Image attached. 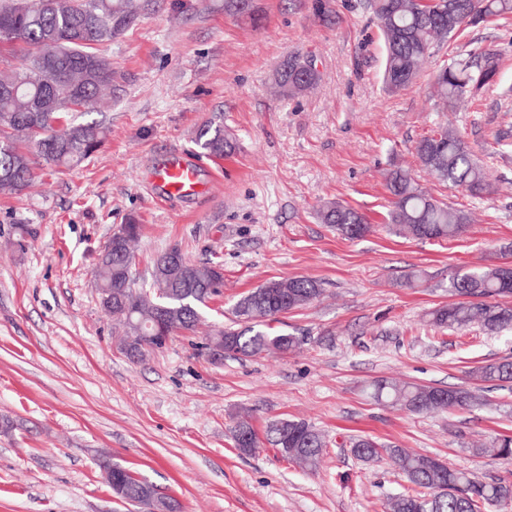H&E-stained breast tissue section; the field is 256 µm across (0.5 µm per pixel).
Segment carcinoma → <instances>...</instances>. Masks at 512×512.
<instances>
[{
  "instance_id": "carcinoma-1",
  "label": "carcinoma",
  "mask_w": 512,
  "mask_h": 512,
  "mask_svg": "<svg viewBox=\"0 0 512 512\" xmlns=\"http://www.w3.org/2000/svg\"><path fill=\"white\" fill-rule=\"evenodd\" d=\"M385 46L383 87L396 92L413 84L425 62L440 45L463 27L512 17V0H369ZM138 0H0V190L21 192L36 181V169L46 163L70 167L90 158L106 138L100 121L74 124L72 112H86L112 90L117 79L112 63L98 46L119 38L135 21ZM18 57V65L9 57ZM500 53L493 49L468 51L453 57L435 75L437 97L448 109L474 98L489 87L512 98V86L497 82ZM320 80L316 58L295 53L275 73V84L285 100L302 96ZM196 145L206 156L222 157L235 149L224 123L210 121ZM420 166L443 185L484 199L496 192L487 167L472 153L456 128L439 125L416 142ZM389 194L388 230L421 240H448L473 223V212L455 208L424 190L412 171L393 166L384 176ZM322 223L348 239L363 237L371 229L367 217L337 201L319 210ZM140 235L136 219L128 221L122 237L112 238L95 265L98 293L110 300L101 309L123 332L137 336L126 353L133 363L145 360L149 348L162 346L177 333H190L201 320L200 309L218 295L224 283V261L214 253L204 262L187 260L170 247L153 261L150 282L136 287L132 272V243ZM321 285L309 278L269 280L242 295L234 304V325L214 330L205 345L239 359L265 354H286L301 345L294 333L275 331L269 322L318 300ZM448 303L427 313L432 330L477 327L487 333L512 328V266L480 265L457 270L448 278ZM481 383L512 382V361L484 363L472 370ZM371 397L413 413L446 412L485 404L476 392L456 387L376 380ZM248 454L257 446V432L236 415L233 439ZM267 437L278 450L288 449L294 463L317 468L325 435L304 420L281 421L269 426ZM354 455L364 462L387 456L404 475L409 487L387 497L384 512H499L512 503V480L486 481L473 472L452 468L437 458L371 438H351ZM475 455L512 461V437L501 436L472 449ZM112 467V493L144 512H169L171 500L153 484L134 476L122 465Z\"/></svg>"
}]
</instances>
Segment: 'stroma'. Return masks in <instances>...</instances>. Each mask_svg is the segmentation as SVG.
I'll list each match as a JSON object with an SVG mask.
<instances>
[{"instance_id":"1","label":"stroma","mask_w":512,"mask_h":512,"mask_svg":"<svg viewBox=\"0 0 512 512\" xmlns=\"http://www.w3.org/2000/svg\"><path fill=\"white\" fill-rule=\"evenodd\" d=\"M254 17L224 0H141L131 27L100 51L121 78L92 111L102 147L69 167L42 166L35 186L0 194V512H136L118 502L101 462H114L178 501L181 512H382L405 479L366 463L353 436L410 448L490 479L512 465L472 445L512 435V382L490 405L411 414L371 400V381L393 377L457 387L489 360H512V329L428 332L426 312L448 301L451 272L512 265V101L489 89L440 111L431 76L459 52L502 49L498 79L512 85V19L466 28L441 45L417 81L386 92L384 46L367 0H252ZM312 53L321 79L295 100L272 80L292 52ZM236 139L224 158L202 155L213 117ZM452 123L488 164L496 192L474 200L419 169L417 140ZM199 162L203 192L160 202L149 187L169 157ZM412 167L474 224L446 241L390 233L382 173ZM364 214L371 232L348 240L321 223L324 202ZM136 218L138 280L152 258L179 246L200 262L224 259V284L192 335L170 337L135 364L100 308L93 271L114 230ZM33 234L25 247L14 228ZM305 276L321 299L273 327L303 336L285 356L212 360L202 345L228 325L242 294L270 279ZM249 409L259 446L241 453L233 416ZM303 419L326 438L319 469L283 460L268 426Z\"/></svg>"}]
</instances>
